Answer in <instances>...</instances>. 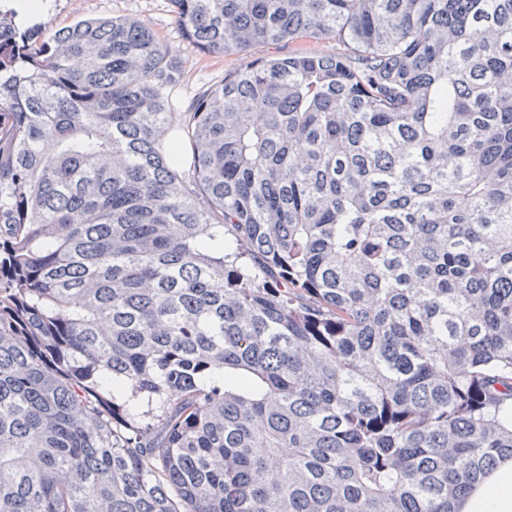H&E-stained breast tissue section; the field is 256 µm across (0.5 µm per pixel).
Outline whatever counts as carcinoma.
<instances>
[{
    "instance_id": "cac0c4a2",
    "label": "carcinoma",
    "mask_w": 512,
    "mask_h": 512,
    "mask_svg": "<svg viewBox=\"0 0 512 512\" xmlns=\"http://www.w3.org/2000/svg\"><path fill=\"white\" fill-rule=\"evenodd\" d=\"M0 10V512H456L512 459V0ZM129 389L146 409L117 402ZM59 9L47 19L54 27L71 25L87 18L131 16L144 22L158 38L177 50L184 71L183 82L174 93L181 101L191 96L204 84L219 83L255 58L268 55L288 56L297 52L335 53L336 41L303 38L276 45H256L248 51L211 56L199 53L186 42L175 19L170 0H58Z\"/></svg>"
}]
</instances>
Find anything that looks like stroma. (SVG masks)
I'll use <instances>...</instances> for the list:
<instances>
[{
    "label": "stroma",
    "instance_id": "35a3bbf8",
    "mask_svg": "<svg viewBox=\"0 0 512 512\" xmlns=\"http://www.w3.org/2000/svg\"><path fill=\"white\" fill-rule=\"evenodd\" d=\"M59 9L51 21L60 28L87 18L131 16L144 22L158 38L172 46L184 71L183 82L175 96L188 100L205 84H214L224 76L240 70L255 58L268 55L286 56L297 52L332 53L335 41L303 38L276 45H256L248 51L211 56L199 53L186 42L176 23L171 0H58Z\"/></svg>",
    "mask_w": 512,
    "mask_h": 512
}]
</instances>
